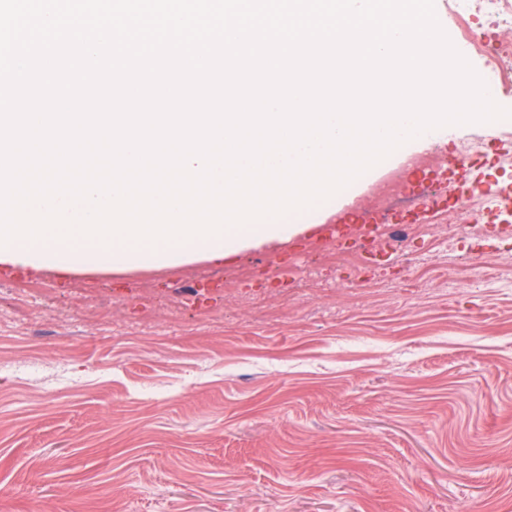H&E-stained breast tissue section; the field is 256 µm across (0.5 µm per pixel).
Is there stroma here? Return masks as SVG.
<instances>
[{
    "mask_svg": "<svg viewBox=\"0 0 512 512\" xmlns=\"http://www.w3.org/2000/svg\"><path fill=\"white\" fill-rule=\"evenodd\" d=\"M447 236L299 285L329 224L146 279L0 266V512H512V229Z\"/></svg>",
    "mask_w": 512,
    "mask_h": 512,
    "instance_id": "obj_1",
    "label": "stroma"
}]
</instances>
